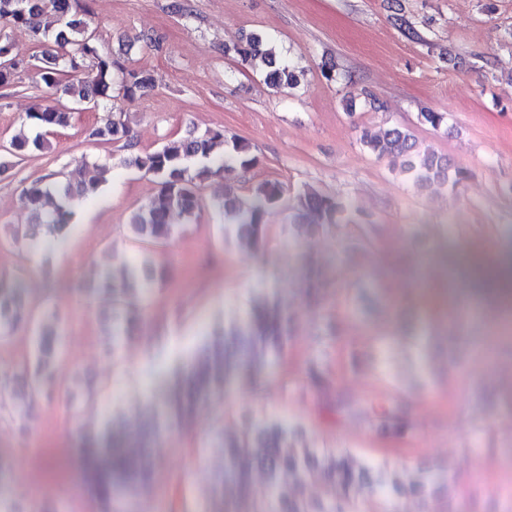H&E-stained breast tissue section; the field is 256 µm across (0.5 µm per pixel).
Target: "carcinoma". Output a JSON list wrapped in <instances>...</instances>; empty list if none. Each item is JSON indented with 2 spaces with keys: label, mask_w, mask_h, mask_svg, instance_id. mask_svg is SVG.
I'll return each instance as SVG.
<instances>
[{
  "label": "carcinoma",
  "mask_w": 512,
  "mask_h": 512,
  "mask_svg": "<svg viewBox=\"0 0 512 512\" xmlns=\"http://www.w3.org/2000/svg\"><path fill=\"white\" fill-rule=\"evenodd\" d=\"M78 0H41L40 9L32 13L26 0H0V22L28 25L33 29L40 55L36 56L38 75L46 96L26 114L29 129L11 138L10 154L22 155L46 147V134L70 125L72 108L68 101L96 108L112 101L114 93L134 101L152 87L151 79L129 69L119 60L100 54L97 36L88 22L77 17ZM234 53L245 65L256 56L268 59L271 70L265 81L275 92L295 88L300 74L290 65L276 63V51L270 40L255 36L243 45L234 46ZM23 62L12 56L11 44L0 40V87L14 84ZM94 141L121 142L129 151L128 163L152 174L160 189L144 211H134L129 217V231L134 241L145 249L171 241L175 234L174 220L190 219L201 209V184L214 176L234 169L248 168L255 163L250 147L241 141L232 142L234 156L218 158L213 154L217 143L224 141L221 130L171 139L159 149L140 154L132 135L126 113L113 112L106 121L88 134ZM361 144L379 159L402 155L409 157L415 148L413 135L407 130L390 128L374 133L368 128L360 132ZM405 173L414 185L422 187L439 180L451 186L466 178V172L455 168L449 160L436 154L422 164H408ZM97 184L90 185L70 176L63 182L53 175L38 178L23 190L30 209L32 223L14 228L11 243H23L35 254L50 255L63 251L74 227L71 203L94 193ZM284 187L278 181H266L256 186L246 200L227 197L214 204L224 215V223L236 229V240L256 251L265 248L268 225L265 217L279 206ZM347 205L332 199L304 192L298 196L296 216L312 220L319 228L336 223ZM91 290L109 299L112 318L107 335L117 343L125 329L136 323L151 296L152 277L144 264L132 259L124 266L121 276L108 270L89 273ZM291 314L285 304L263 298L254 303L246 315L232 328L213 334L171 379L169 397L154 408V422L141 434L142 451L129 455L120 447L122 428L112 426V432L95 437L80 436V450L88 466L87 490L96 502L98 512H114L116 492L120 488H145L152 483L158 449L154 444L168 426L188 428L200 402L212 396H224L237 383L256 376L265 369L269 358H279L288 350V323ZM37 323L39 336L37 354L26 376L15 381L9 375L0 377V385L16 384L23 393L27 411L38 408L46 389L55 383L61 360L57 313L40 312L30 307L17 278H0V331L9 332L26 324ZM308 375L312 384L324 389L327 384L321 364L309 361ZM376 431L398 436L408 429L404 413L396 405L374 412ZM302 439L300 431L280 422L251 420L240 433L224 437V471L230 473L237 487L232 500L224 499V482L212 488V500L220 504L215 512H356L357 504L349 491L361 483L372 482L365 465L353 456L326 448H315L303 442L298 446L289 440ZM266 476L267 490L262 499L251 495L256 472ZM312 476L326 485L339 486L344 494H326L308 498L303 492L304 481ZM375 493L381 502L377 512H390L394 496L408 491L421 495L435 487L434 480L416 472L405 473L402 483L378 481Z\"/></svg>",
  "instance_id": "obj_1"
}]
</instances>
